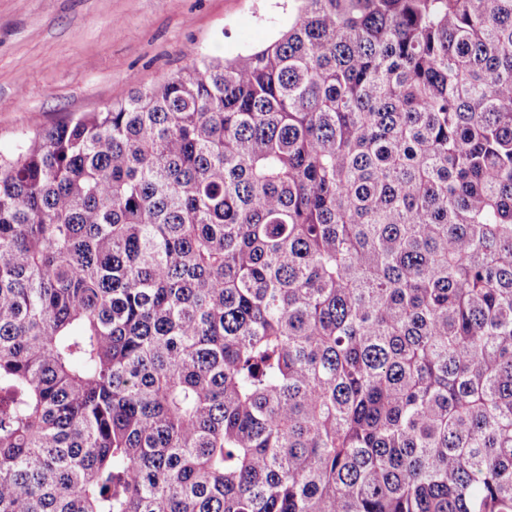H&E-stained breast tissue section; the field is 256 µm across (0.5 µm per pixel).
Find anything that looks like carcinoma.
Segmentation results:
<instances>
[{
  "label": "carcinoma",
  "mask_w": 512,
  "mask_h": 512,
  "mask_svg": "<svg viewBox=\"0 0 512 512\" xmlns=\"http://www.w3.org/2000/svg\"><path fill=\"white\" fill-rule=\"evenodd\" d=\"M0 155V512H512V0H297Z\"/></svg>",
  "instance_id": "obj_1"
}]
</instances>
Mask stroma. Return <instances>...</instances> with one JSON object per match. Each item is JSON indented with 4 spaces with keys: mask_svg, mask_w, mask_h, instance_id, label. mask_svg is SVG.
Listing matches in <instances>:
<instances>
[{
    "mask_svg": "<svg viewBox=\"0 0 512 512\" xmlns=\"http://www.w3.org/2000/svg\"><path fill=\"white\" fill-rule=\"evenodd\" d=\"M289 14V0H0V153L33 121L98 112L194 59L263 46Z\"/></svg>",
    "mask_w": 512,
    "mask_h": 512,
    "instance_id": "stroma-1",
    "label": "stroma"
}]
</instances>
